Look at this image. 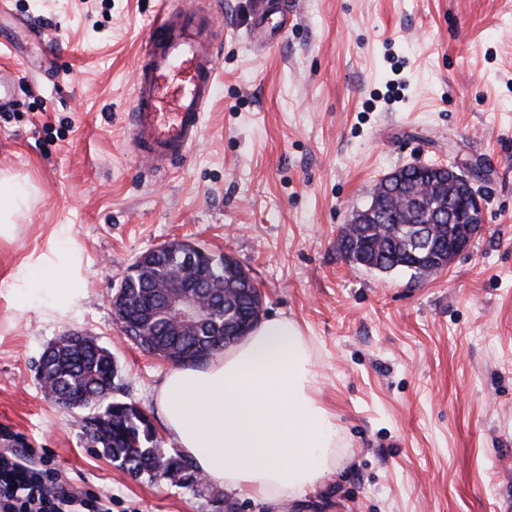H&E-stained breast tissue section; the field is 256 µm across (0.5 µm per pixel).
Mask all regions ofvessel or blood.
Masks as SVG:
<instances>
[{
    "instance_id": "1",
    "label": "vessel or blood",
    "mask_w": 512,
    "mask_h": 512,
    "mask_svg": "<svg viewBox=\"0 0 512 512\" xmlns=\"http://www.w3.org/2000/svg\"><path fill=\"white\" fill-rule=\"evenodd\" d=\"M213 19L198 9H158L136 62L127 142L148 171L172 168L198 141L217 92Z\"/></svg>"
}]
</instances>
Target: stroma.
I'll return each mask as SVG.
<instances>
[{
    "instance_id": "35a3bbf8",
    "label": "stroma",
    "mask_w": 512,
    "mask_h": 512,
    "mask_svg": "<svg viewBox=\"0 0 512 512\" xmlns=\"http://www.w3.org/2000/svg\"><path fill=\"white\" fill-rule=\"evenodd\" d=\"M220 87L171 170L126 142L136 53L157 0H7L0 72L26 73L0 111V176L30 193L0 237V431L53 457L112 512H512V0H203ZM263 25L271 49L246 32ZM481 162L485 231L420 278L348 264L340 228L413 163ZM178 239L227 253L265 315L314 345L336 466L306 494L253 499L136 478L90 447L76 410L45 397L38 359L62 331L111 349L116 399L167 435L155 392L170 363L128 342L110 297L146 250ZM83 297L19 310L14 282L57 248Z\"/></svg>"
}]
</instances>
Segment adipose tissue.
<instances>
[{
	"label": "adipose tissue",
	"instance_id": "ef3b65f1",
	"mask_svg": "<svg viewBox=\"0 0 512 512\" xmlns=\"http://www.w3.org/2000/svg\"><path fill=\"white\" fill-rule=\"evenodd\" d=\"M320 386L311 339L296 321L274 316L204 366L170 370L155 401L207 481L288 500L336 463L339 431L318 399Z\"/></svg>",
	"mask_w": 512,
	"mask_h": 512
}]
</instances>
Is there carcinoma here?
Here are the masks:
<instances>
[{
    "instance_id": "obj_1",
    "label": "carcinoma",
    "mask_w": 512,
    "mask_h": 512,
    "mask_svg": "<svg viewBox=\"0 0 512 512\" xmlns=\"http://www.w3.org/2000/svg\"><path fill=\"white\" fill-rule=\"evenodd\" d=\"M405 173L410 190H420L427 182L419 165H408ZM379 224H369L368 234L341 237L338 248L350 264L389 272L396 264L414 258L401 248L413 215L391 207ZM242 265L229 263L213 252L190 254L183 247L163 253L154 266H132L122 281L128 296L115 312L121 332L145 351L163 357L173 356L177 364L201 363L224 349V340H236L242 323L249 316L250 304L241 287ZM187 271L203 280L204 295L215 305H224L214 319L187 328L170 330L164 319L155 316L171 273ZM37 377L44 392L64 398L62 404L90 412L84 428L90 441L111 458L128 464V473L150 481L181 484L191 463L173 448H166L157 437L148 416L125 402L109 400L116 389V367L112 352L90 337L64 332L41 355Z\"/></svg>"
}]
</instances>
